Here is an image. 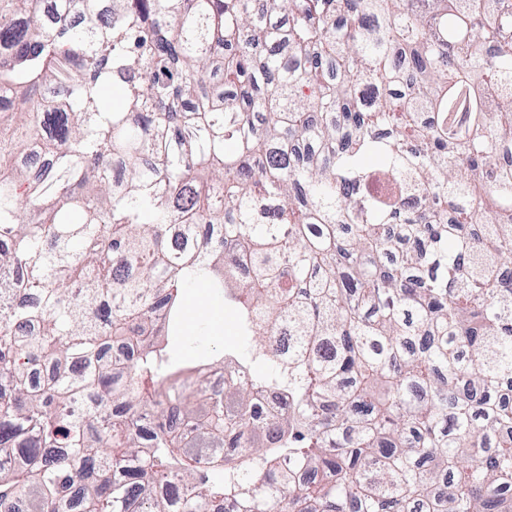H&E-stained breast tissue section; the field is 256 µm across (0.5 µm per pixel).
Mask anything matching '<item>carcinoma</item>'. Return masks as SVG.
<instances>
[{
  "mask_svg": "<svg viewBox=\"0 0 512 512\" xmlns=\"http://www.w3.org/2000/svg\"><path fill=\"white\" fill-rule=\"evenodd\" d=\"M2 99L0 512H512V0H0ZM207 317L217 327H222L224 333L216 331L204 317H195L193 321L186 315V323L191 321L192 327L187 330V339L184 347V359L187 362H197L199 359L209 358L224 348L241 347L243 341L235 326L232 311L224 308L215 309L208 306Z\"/></svg>",
  "mask_w": 512,
  "mask_h": 512,
  "instance_id": "1",
  "label": "carcinoma"
}]
</instances>
